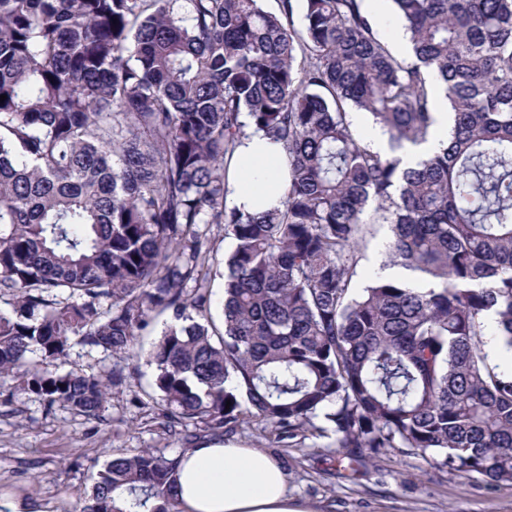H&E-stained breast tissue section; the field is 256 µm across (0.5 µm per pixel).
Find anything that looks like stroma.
I'll return each mask as SVG.
<instances>
[{"label":"stroma","instance_id":"obj_1","mask_svg":"<svg viewBox=\"0 0 512 512\" xmlns=\"http://www.w3.org/2000/svg\"><path fill=\"white\" fill-rule=\"evenodd\" d=\"M152 379V368L138 361L112 388L101 416L89 418L60 404L45 408L20 391L19 378H0V512H9L13 500L32 512H81L104 462L136 448L175 456L208 440L200 427L189 441L164 427L150 396ZM324 425L314 419L290 448H273L274 433L260 423L230 442L272 450L288 472L291 494L318 512H512V483L491 485L448 470L431 452L396 448L340 467L336 438Z\"/></svg>","mask_w":512,"mask_h":512}]
</instances>
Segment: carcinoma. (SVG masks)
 Masks as SVG:
<instances>
[{
	"mask_svg": "<svg viewBox=\"0 0 512 512\" xmlns=\"http://www.w3.org/2000/svg\"><path fill=\"white\" fill-rule=\"evenodd\" d=\"M0 0V377L88 417L108 386L50 371L72 343L147 352L169 428L292 439L318 413L342 458L435 452L512 483V0H388L397 56L363 0ZM448 146L430 138L436 95ZM388 135L380 154L349 110ZM255 128L282 145L280 205L228 203L229 163ZM390 227L361 276L366 214ZM224 225L222 326L203 314ZM231 405H226V402ZM175 459L108 461L82 512H173ZM448 110L436 113V124L432 136L426 143L418 146H407L402 150L406 167L415 168L427 155L439 150L448 142Z\"/></svg>",
	"mask_w": 512,
	"mask_h": 512,
	"instance_id": "obj_1",
	"label": "carcinoma"
}]
</instances>
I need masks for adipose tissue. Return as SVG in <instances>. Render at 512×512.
<instances>
[{"label":"adipose tissue","instance_id":"adipose-tissue-1","mask_svg":"<svg viewBox=\"0 0 512 512\" xmlns=\"http://www.w3.org/2000/svg\"><path fill=\"white\" fill-rule=\"evenodd\" d=\"M288 167L283 147L249 132L231 165L228 199L250 212L276 206ZM179 512H315L288 491L279 460L258 448L205 443L177 456Z\"/></svg>","mask_w":512,"mask_h":512}]
</instances>
